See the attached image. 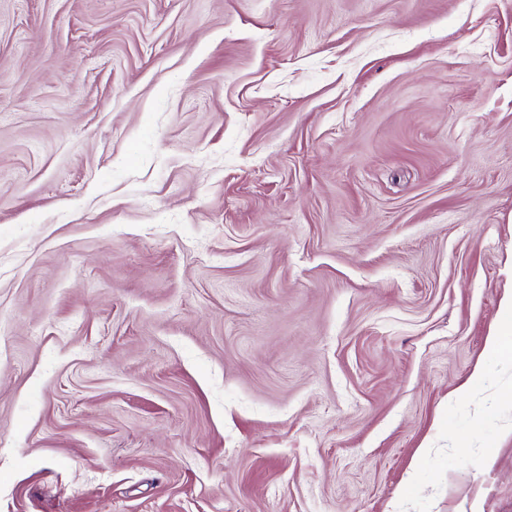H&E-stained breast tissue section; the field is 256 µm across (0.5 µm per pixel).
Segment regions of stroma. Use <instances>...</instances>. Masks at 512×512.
<instances>
[{"label":"stroma","instance_id":"1","mask_svg":"<svg viewBox=\"0 0 512 512\" xmlns=\"http://www.w3.org/2000/svg\"><path fill=\"white\" fill-rule=\"evenodd\" d=\"M510 290L512 0H0V512H512ZM488 351L499 357L512 355V292L505 300L501 317L488 338Z\"/></svg>","mask_w":512,"mask_h":512}]
</instances>
